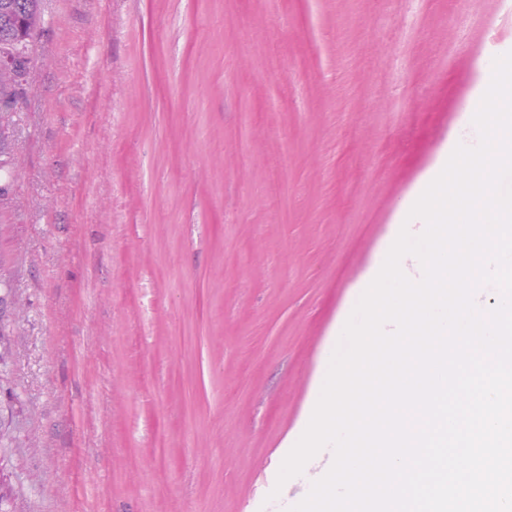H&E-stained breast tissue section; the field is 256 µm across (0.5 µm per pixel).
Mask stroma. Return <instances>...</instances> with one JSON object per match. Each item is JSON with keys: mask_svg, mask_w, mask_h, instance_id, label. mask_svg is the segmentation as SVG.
<instances>
[{"mask_svg": "<svg viewBox=\"0 0 512 512\" xmlns=\"http://www.w3.org/2000/svg\"><path fill=\"white\" fill-rule=\"evenodd\" d=\"M43 8L0 171L12 512H289L334 460L276 483L360 284L475 136L512 16L427 0L407 42V0Z\"/></svg>", "mask_w": 512, "mask_h": 512, "instance_id": "35a3bbf8", "label": "stroma"}]
</instances>
